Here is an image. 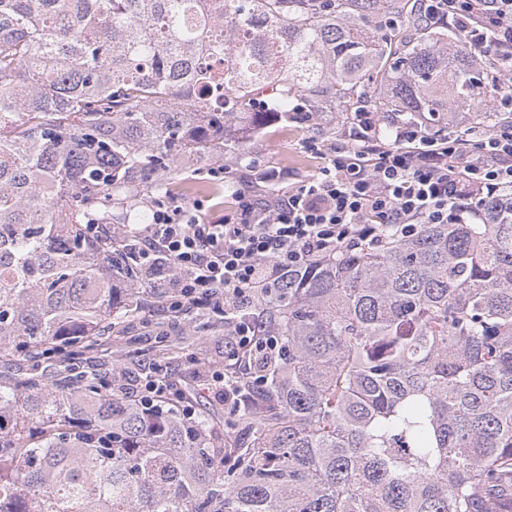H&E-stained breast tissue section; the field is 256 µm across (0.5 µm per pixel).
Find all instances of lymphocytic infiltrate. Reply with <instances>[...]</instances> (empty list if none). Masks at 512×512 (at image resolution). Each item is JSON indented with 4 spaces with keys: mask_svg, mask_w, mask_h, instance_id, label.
<instances>
[{
    "mask_svg": "<svg viewBox=\"0 0 512 512\" xmlns=\"http://www.w3.org/2000/svg\"><path fill=\"white\" fill-rule=\"evenodd\" d=\"M421 13L428 25L462 28L496 73L498 110L512 112V0H421ZM349 137L347 146H319L325 166L287 192L260 196L241 182L235 208L219 218L169 195L155 200L151 223L119 236L168 310L203 302L223 310L231 339L215 350L217 368L200 373L199 384L222 389L230 409L238 407L240 352L249 353L256 379L281 353L280 338L265 332L259 288L317 258L379 247L387 228L408 238L424 224L475 223L482 200L512 187V125L441 134L397 120L387 136L379 113L363 109ZM127 387L141 404L174 398L185 419L197 414L193 399L166 381Z\"/></svg>",
    "mask_w": 512,
    "mask_h": 512,
    "instance_id": "lymphocytic-infiltrate-1",
    "label": "lymphocytic infiltrate"
}]
</instances>
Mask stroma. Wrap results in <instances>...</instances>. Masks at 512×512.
I'll use <instances>...</instances> for the list:
<instances>
[{
  "mask_svg": "<svg viewBox=\"0 0 512 512\" xmlns=\"http://www.w3.org/2000/svg\"><path fill=\"white\" fill-rule=\"evenodd\" d=\"M316 121L318 127L314 130L284 120L250 135L242 150H228L222 157L198 162L181 171L171 187L177 190L182 200L203 204L212 214L221 216L235 205L232 184L240 180L256 181L259 169L266 167L281 171L287 184L317 175L324 161L306 147V140L313 136L336 140L347 131L348 124L344 114L331 106L320 107ZM196 315V308L190 307L178 322H172L167 340L170 350L162 352L153 325L171 320L162 300L151 299L125 324L122 336L106 333L85 358L90 366L96 368L111 366L119 359L133 373L143 372L151 364L158 365L162 374L195 398L200 413L215 416L226 423L240 424V417L229 415L222 395L200 390L194 375L195 363L204 362L210 348L223 343L224 315L211 313L212 326L202 340L191 334Z\"/></svg>",
  "mask_w": 512,
  "mask_h": 512,
  "instance_id": "obj_1",
  "label": "stroma"
}]
</instances>
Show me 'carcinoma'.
Instances as JSON below:
<instances>
[{"mask_svg": "<svg viewBox=\"0 0 512 512\" xmlns=\"http://www.w3.org/2000/svg\"><path fill=\"white\" fill-rule=\"evenodd\" d=\"M382 14L399 0H0V512H512L510 188L481 224L259 292L283 350L241 379L240 432L81 361L153 297L87 225L145 217L179 163L323 104L495 123L460 28L384 38Z\"/></svg>", "mask_w": 512, "mask_h": 512, "instance_id": "carcinoma-1", "label": "carcinoma"}]
</instances>
